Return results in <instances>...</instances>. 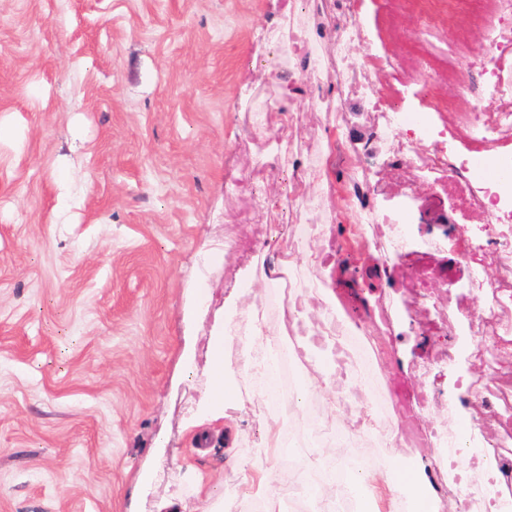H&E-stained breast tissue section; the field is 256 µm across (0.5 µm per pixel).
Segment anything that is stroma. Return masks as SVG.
<instances>
[{"label":"stroma","mask_w":512,"mask_h":512,"mask_svg":"<svg viewBox=\"0 0 512 512\" xmlns=\"http://www.w3.org/2000/svg\"><path fill=\"white\" fill-rule=\"evenodd\" d=\"M361 16L360 34L327 33ZM466 26L422 25L403 0H0V512H291L288 464L267 445L225 317L264 307L281 331L262 260L289 256L293 286L333 291L358 373L378 371L383 410L425 436L471 420L470 444L503 434L476 418V352L462 252L444 226L484 237V217L447 172L393 166L377 113L484 85ZM302 56L270 59L286 32ZM379 65L374 92L315 93L316 66ZM461 115L401 131L419 150L464 154ZM329 187L306 179L326 154ZM80 198L57 210L59 174ZM287 197L277 210L271 195ZM401 212L422 263L383 248L374 213ZM336 245L331 274L304 263ZM355 265L349 277L347 265ZM385 337L384 360L369 341ZM243 409L208 420L214 344ZM271 471L246 492L244 473Z\"/></svg>","instance_id":"1"}]
</instances>
